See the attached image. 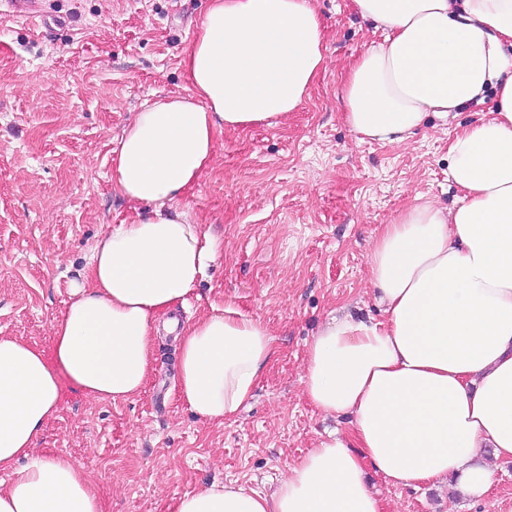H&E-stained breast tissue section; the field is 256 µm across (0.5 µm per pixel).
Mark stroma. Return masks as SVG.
<instances>
[{
  "label": "stroma",
  "mask_w": 512,
  "mask_h": 512,
  "mask_svg": "<svg viewBox=\"0 0 512 512\" xmlns=\"http://www.w3.org/2000/svg\"><path fill=\"white\" fill-rule=\"evenodd\" d=\"M35 27L0 18V336L51 349L52 324L90 250L133 207L109 180L123 129L145 102L183 93L181 50L207 0H42ZM326 74L288 116L221 132L211 168L174 205L218 241L179 313L233 303L272 329L276 351L252 399L217 424L183 402L174 334L159 331L143 391L112 402L68 379L38 452L83 465L103 512H173L215 481L266 493L335 419L303 394L305 357L332 313L380 319L370 255L379 225L416 198L452 205L448 140L482 116L465 105L404 142L359 140L342 118V76L381 41L353 0H315ZM487 502L451 487L370 481L386 512H512V462L493 465Z\"/></svg>",
  "instance_id": "stroma-1"
}]
</instances>
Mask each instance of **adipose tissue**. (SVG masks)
Listing matches in <instances>:
<instances>
[{
  "label": "adipose tissue",
  "instance_id": "1",
  "mask_svg": "<svg viewBox=\"0 0 512 512\" xmlns=\"http://www.w3.org/2000/svg\"><path fill=\"white\" fill-rule=\"evenodd\" d=\"M383 35L343 77L360 139L400 143L494 92L491 112L448 141L453 207L420 199L381 225L371 253L384 318H332L308 347L304 394L346 423L296 460L275 490L212 483L173 512H385L367 474L417 487L455 479L475 501L512 462V0H354ZM313 0H209L182 51L185 92L144 104L112 158L113 191L139 204L95 242L88 275L52 326L51 350L0 336V512H102L83 467L36 452L66 374L86 397L143 389L157 326L178 331L182 399L235 417L276 350L233 305L178 327L216 252L173 202L210 168L218 130L295 111L327 72Z\"/></svg>",
  "mask_w": 512,
  "mask_h": 512
}]
</instances>
